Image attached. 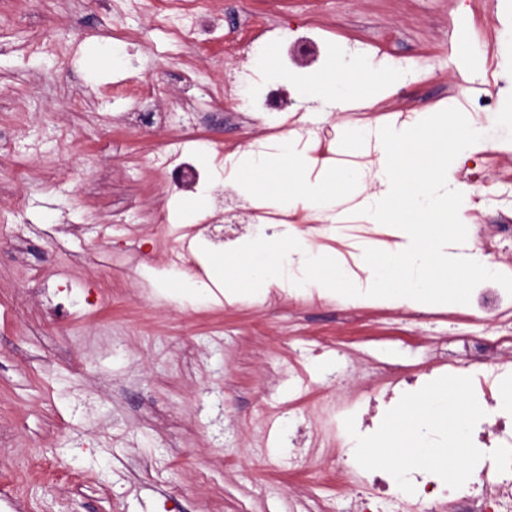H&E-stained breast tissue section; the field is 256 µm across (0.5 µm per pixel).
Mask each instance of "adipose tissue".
Masks as SVG:
<instances>
[{"instance_id":"ef3b65f1","label":"adipose tissue","mask_w":512,"mask_h":512,"mask_svg":"<svg viewBox=\"0 0 512 512\" xmlns=\"http://www.w3.org/2000/svg\"><path fill=\"white\" fill-rule=\"evenodd\" d=\"M396 78L394 71L382 72L367 62L341 57L326 72L304 84L303 98L332 110L355 104L365 106L376 102L385 83ZM310 164L309 157L287 150L267 158L248 152L241 158L237 180L256 207L285 211L300 202L319 215L336 208L344 191L364 184L363 172L353 168L337 171L328 179L288 181V173Z\"/></svg>"}]
</instances>
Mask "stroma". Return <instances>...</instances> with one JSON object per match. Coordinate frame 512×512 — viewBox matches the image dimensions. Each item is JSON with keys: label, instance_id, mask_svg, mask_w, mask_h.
Instances as JSON below:
<instances>
[{"label": "stroma", "instance_id": "stroma-1", "mask_svg": "<svg viewBox=\"0 0 512 512\" xmlns=\"http://www.w3.org/2000/svg\"><path fill=\"white\" fill-rule=\"evenodd\" d=\"M119 15L111 0H0V512H356L351 436L336 433V402L385 389L382 360L409 373L439 359L466 374L471 336L512 343L474 304L449 319L417 322L407 305L316 291L224 297L203 272L202 248L224 250L206 226H224L211 198L228 151L279 141L293 125L326 126L304 155L358 167L336 148L349 128H380L402 113L457 106L475 89L496 98L512 64L499 56L512 33V0H211L220 19L207 54L177 33L190 0H141ZM267 16L264 56L299 32L377 67L413 65L367 108L300 112L246 109V90L212 111L225 66L248 41L251 14ZM480 49L481 67L463 62ZM99 51L134 60L97 75ZM191 69L198 117L140 129L115 89L133 78L155 87L159 110L185 101L175 83ZM201 172L207 211L188 220L197 193L163 192L159 152ZM480 172L482 184L471 181ZM463 196L512 186V150L489 147L458 164ZM365 188L341 208L365 236L393 243L389 226L362 215ZM334 252L353 281L367 273L343 235L313 230L309 212L287 216ZM186 246L199 266L194 293L171 260ZM120 281L109 301L102 280Z\"/></svg>", "mask_w": 512, "mask_h": 512}]
</instances>
